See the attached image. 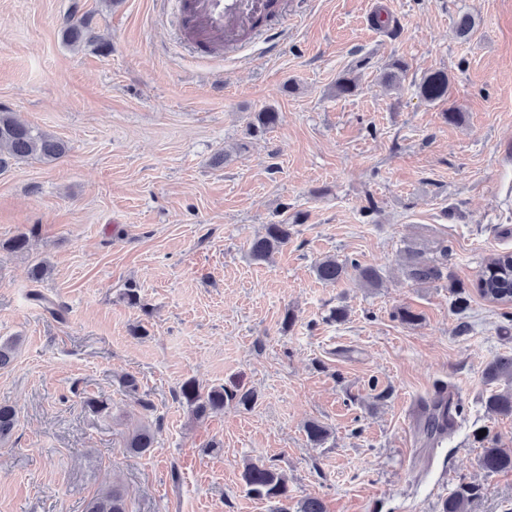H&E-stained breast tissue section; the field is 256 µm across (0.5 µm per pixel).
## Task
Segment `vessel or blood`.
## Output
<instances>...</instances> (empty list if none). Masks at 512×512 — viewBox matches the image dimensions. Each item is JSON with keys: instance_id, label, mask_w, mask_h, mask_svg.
Here are the masks:
<instances>
[{"instance_id": "obj_1", "label": "vessel or blood", "mask_w": 512, "mask_h": 512, "mask_svg": "<svg viewBox=\"0 0 512 512\" xmlns=\"http://www.w3.org/2000/svg\"><path fill=\"white\" fill-rule=\"evenodd\" d=\"M174 5L184 39L199 54L240 47L243 39L262 34L261 24L281 18L278 0H168Z\"/></svg>"}]
</instances>
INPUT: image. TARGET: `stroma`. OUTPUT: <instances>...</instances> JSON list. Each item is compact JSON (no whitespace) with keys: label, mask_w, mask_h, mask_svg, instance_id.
I'll return each instance as SVG.
<instances>
[{"label":"stroma","mask_w":512,"mask_h":512,"mask_svg":"<svg viewBox=\"0 0 512 512\" xmlns=\"http://www.w3.org/2000/svg\"><path fill=\"white\" fill-rule=\"evenodd\" d=\"M160 2L0 0V105L70 146L0 171V341L20 340L0 369V403L19 417L0 444V512H86L114 483L130 512H275L242 481L257 459L327 512H437L463 481L482 487L470 512H512V472L486 474L478 439L512 448L483 375L512 355V304L473 288L512 252V0H381L393 34L369 25L372 0H282L277 40L204 62ZM75 5L99 45L62 43ZM395 59L406 70L392 85ZM437 70L449 94L430 102L418 85ZM345 73L358 91L343 97ZM268 107L280 123L250 136ZM268 224L293 236L258 263L249 245ZM26 231L27 250L6 249ZM411 245L447 247V279L408 280ZM327 256L376 267L381 286L319 281ZM131 282L141 306L123 297ZM402 307L418 322L402 324ZM191 377L257 402L195 420L178 397ZM437 386L462 413L429 445L415 409ZM311 419L331 430L323 445L306 437ZM146 420L155 447L127 453Z\"/></svg>","instance_id":"stroma-1"}]
</instances>
